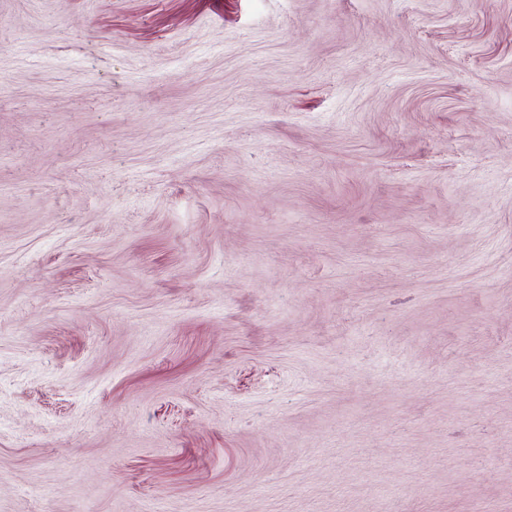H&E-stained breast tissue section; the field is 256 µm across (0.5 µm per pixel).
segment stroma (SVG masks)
<instances>
[{
    "mask_svg": "<svg viewBox=\"0 0 512 512\" xmlns=\"http://www.w3.org/2000/svg\"><path fill=\"white\" fill-rule=\"evenodd\" d=\"M0 512H512V0H0Z\"/></svg>",
    "mask_w": 512,
    "mask_h": 512,
    "instance_id": "obj_1",
    "label": "stroma"
}]
</instances>
